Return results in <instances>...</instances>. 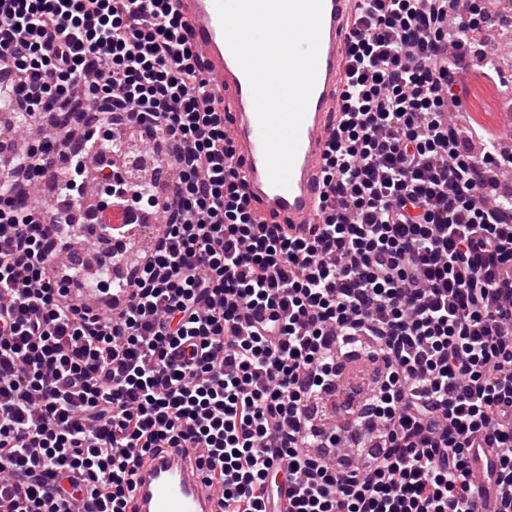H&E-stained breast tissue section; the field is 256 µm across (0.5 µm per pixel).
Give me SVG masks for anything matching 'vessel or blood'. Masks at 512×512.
<instances>
[{
  "label": "vessel or blood",
  "mask_w": 512,
  "mask_h": 512,
  "mask_svg": "<svg viewBox=\"0 0 512 512\" xmlns=\"http://www.w3.org/2000/svg\"><path fill=\"white\" fill-rule=\"evenodd\" d=\"M350 5L351 0H323L316 83L301 125L290 186L285 189L269 179L251 90L224 39L214 0H178L186 34L203 57L207 82L232 95L227 126L256 221L302 227L320 221V162L332 130L329 115L340 102ZM199 454L196 448H165L148 454L130 492L134 512H222V493L201 475ZM495 467L489 449H472L473 474L488 483L486 499L478 503L476 512H496L500 505V490L490 481Z\"/></svg>",
  "instance_id": "vessel-or-blood-1"
}]
</instances>
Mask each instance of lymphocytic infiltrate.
I'll use <instances>...</instances> for the list:
<instances>
[{"mask_svg": "<svg viewBox=\"0 0 512 512\" xmlns=\"http://www.w3.org/2000/svg\"><path fill=\"white\" fill-rule=\"evenodd\" d=\"M482 0H354L319 223L258 224L241 190L224 98L200 76L177 0H0V99L30 128L110 113V141L0 151V512H127L156 448H198L224 512H472L471 449L512 490V152L468 151L446 120L469 72L492 77ZM174 173L165 231L110 313L51 273L59 212L30 184L81 193L87 156L121 127ZM361 346L383 364L339 467L310 406ZM26 477L10 482L12 473ZM55 496L42 490L44 474Z\"/></svg>", "mask_w": 512, "mask_h": 512, "instance_id": "f902f5d3", "label": "lymphocytic infiltrate"}]
</instances>
